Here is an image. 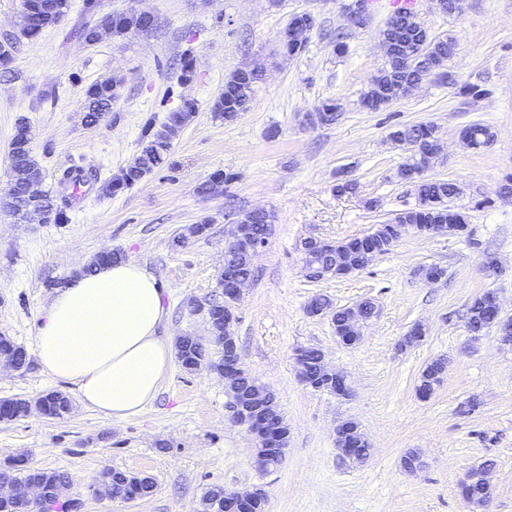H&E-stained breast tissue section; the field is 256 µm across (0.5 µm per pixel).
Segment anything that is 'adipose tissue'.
<instances>
[{
  "label": "adipose tissue",
  "instance_id": "ef3b65f1",
  "mask_svg": "<svg viewBox=\"0 0 512 512\" xmlns=\"http://www.w3.org/2000/svg\"><path fill=\"white\" fill-rule=\"evenodd\" d=\"M163 290L144 266L118 261L63 288L38 330L44 372L75 387L80 401L117 420L157 397L173 349L158 334L167 317Z\"/></svg>",
  "mask_w": 512,
  "mask_h": 512
}]
</instances>
